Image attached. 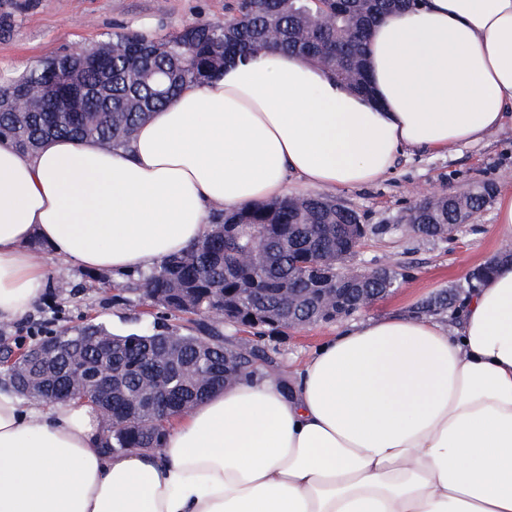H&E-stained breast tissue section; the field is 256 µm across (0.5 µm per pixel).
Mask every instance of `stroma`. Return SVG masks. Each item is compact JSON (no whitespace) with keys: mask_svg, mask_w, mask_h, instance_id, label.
<instances>
[{"mask_svg":"<svg viewBox=\"0 0 512 512\" xmlns=\"http://www.w3.org/2000/svg\"><path fill=\"white\" fill-rule=\"evenodd\" d=\"M233 0H0V83L21 75L65 51L98 46L115 33L142 32L157 37L175 33L196 21H223ZM478 181L512 191V121L482 141L448 151H406L392 172L377 183L333 191L337 201L357 211L370 229L356 259L357 267L405 269L408 279L394 293L356 313L354 319L392 313L413 314L420 304L451 289L468 291L470 272L512 246L502 233L494 207L476 223L460 226L452 237L423 240L411 233L408 209L423 189L454 192ZM40 260L52 277L38 303L24 317L0 322V338L8 347L32 345L46 331L82 325L87 320L115 332L152 330L166 321L163 310L148 305L141 292L129 291L132 273L87 271L42 250ZM342 318L280 334L266 332L262 341L274 360V378L292 377L313 351L336 331L348 326Z\"/></svg>","mask_w":512,"mask_h":512,"instance_id":"35a3bbf8","label":"stroma"}]
</instances>
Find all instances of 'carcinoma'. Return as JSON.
<instances>
[{"label": "carcinoma", "mask_w": 512, "mask_h": 512, "mask_svg": "<svg viewBox=\"0 0 512 512\" xmlns=\"http://www.w3.org/2000/svg\"><path fill=\"white\" fill-rule=\"evenodd\" d=\"M421 0H236L222 23L196 21L178 33L158 38L144 33L114 34L103 42L112 67L107 84L109 109L91 105L82 112H40L29 103L43 93L45 76L33 67L0 87L15 107L0 112V137L29 151L49 138L93 140L109 149L126 146L137 126L167 105L189 85L217 76L228 57L245 59L268 45L297 53L322 65L336 81L359 95L371 92L365 69V43L381 17ZM497 193L492 182L473 185L462 196L422 199L409 209L410 231L422 239L477 218ZM362 223L353 209L329 197H291L238 210L214 213L204 237L180 255L166 258L140 274L132 290H142L170 313L211 317L235 301L254 335L285 332L288 323L272 324L280 310H292L302 327L323 320L313 291L319 281L336 287V270L354 264L353 237ZM311 252L325 259L314 269ZM512 260V251L478 266L468 286L475 288L496 263ZM408 274L393 268L340 290L344 315L361 308L366 295L378 299L399 287ZM456 295L446 290L426 300L420 312L441 313ZM62 346L53 365L29 363L20 356L4 366L7 384L21 397L54 404L73 391V399L92 404L106 424L102 451L116 454L134 448H159L171 419L225 384L268 375L264 346L239 347L211 325H163L151 333L117 334L88 322L61 333ZM112 365L108 395L90 386L92 374ZM165 392L167 406L141 414L149 389Z\"/></svg>", "instance_id": "obj_1"}]
</instances>
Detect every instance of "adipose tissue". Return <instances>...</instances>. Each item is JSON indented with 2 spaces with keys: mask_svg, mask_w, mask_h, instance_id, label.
I'll return each instance as SVG.
<instances>
[{
  "mask_svg": "<svg viewBox=\"0 0 512 512\" xmlns=\"http://www.w3.org/2000/svg\"><path fill=\"white\" fill-rule=\"evenodd\" d=\"M358 95L262 47L185 88L129 147L0 139V321L41 299L44 243L82 269L145 271L214 210L376 182L406 150L482 139L512 113V0H424L372 27ZM91 405L0 390V512H512V262L454 325L397 314L327 339L289 387L225 386L157 450L103 454Z\"/></svg>",
  "mask_w": 512,
  "mask_h": 512,
  "instance_id": "obj_1",
  "label": "adipose tissue"
}]
</instances>
